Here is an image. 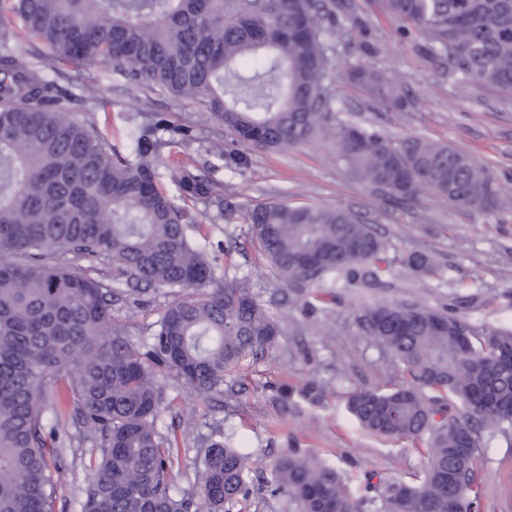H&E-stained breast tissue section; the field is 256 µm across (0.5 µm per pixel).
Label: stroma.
Listing matches in <instances>:
<instances>
[{"instance_id":"1","label":"stroma","mask_w":512,"mask_h":512,"mask_svg":"<svg viewBox=\"0 0 512 512\" xmlns=\"http://www.w3.org/2000/svg\"><path fill=\"white\" fill-rule=\"evenodd\" d=\"M339 13L336 35L328 40L331 62L325 80L332 112L339 119L367 123L395 138L422 136L465 150L489 166L505 192V206L491 215L453 207L431 191L399 202L374 186L349 176L336 160V129L327 126L312 141L286 150H262L238 141L191 99L139 89L107 65L76 67L53 61L42 42L19 47L44 67L46 75L73 92L67 104L74 117L94 119L112 129L122 145L131 119L164 118L168 128L185 130L187 145H176L182 164L222 185L230 215L196 204L193 214L205 224L201 238L216 276L248 277L258 300L281 325L276 346L224 379V392L208 400L174 375L159 383L169 401L157 420L163 438L178 450L173 487H199L204 450L201 438L232 437L255 453L257 475L269 477L276 460L296 448L317 456L349 480L354 499L365 485L413 481L426 462L420 440L383 441L364 432L346 408L350 392L388 388L405 380L389 352L362 332L357 317L381 303L417 302L435 309L464 301L463 318L477 330L512 328V100L480 86H461L432 59L420 38L399 39L397 24L374 0H351ZM370 43L371 55L360 48ZM363 63L394 78L414 101L407 112L375 108L345 78L348 65ZM95 86L110 102L106 112H89L82 101ZM257 202L292 206L344 207L358 213L384 238L377 261L381 284L348 285L345 279L324 288L292 293L277 280L251 245L244 208ZM423 252L431 273L413 271L410 253ZM141 307H115L113 321L136 347L171 300L145 292ZM313 396H303L308 385ZM92 443L64 448L56 466L55 512H81L89 479ZM473 491L480 512H512V437L485 434Z\"/></svg>"}]
</instances>
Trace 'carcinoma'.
I'll use <instances>...</instances> for the list:
<instances>
[{
    "label": "carcinoma",
    "instance_id": "obj_1",
    "mask_svg": "<svg viewBox=\"0 0 512 512\" xmlns=\"http://www.w3.org/2000/svg\"><path fill=\"white\" fill-rule=\"evenodd\" d=\"M403 37L424 41L461 85L512 97V0H379ZM337 0H0V512H54L51 461L70 427L99 445L90 459L82 512H223L254 492L253 453L205 439L200 491L173 493L174 448L156 422L170 370L198 395L224 391L225 376L266 352L280 333L249 279L216 281L191 205L224 214V192L178 165L173 195L158 167L162 121L127 134L80 121L39 63L17 43L34 38L54 59L109 65L137 88L190 97L243 141L283 150L333 120L324 91L325 37ZM346 78L374 105L405 112L413 101L360 63ZM337 160L353 178L405 200L429 189L448 204L490 213L504 204L498 178L468 152L336 120ZM243 219L252 243L293 291L343 276L366 283L386 242L344 208L258 203ZM70 254L88 266L52 261ZM419 273L430 257L408 255ZM174 295L134 349L112 322L113 307L148 290ZM419 303L380 304L358 316L365 335L408 379L360 388L347 406L370 435L420 439L426 466L412 483L391 482L375 512H477L481 432L512 434V330L479 333L460 315ZM62 384L66 411L48 403ZM300 512H362L333 467L295 451L267 480Z\"/></svg>",
    "mask_w": 512,
    "mask_h": 512
}]
</instances>
